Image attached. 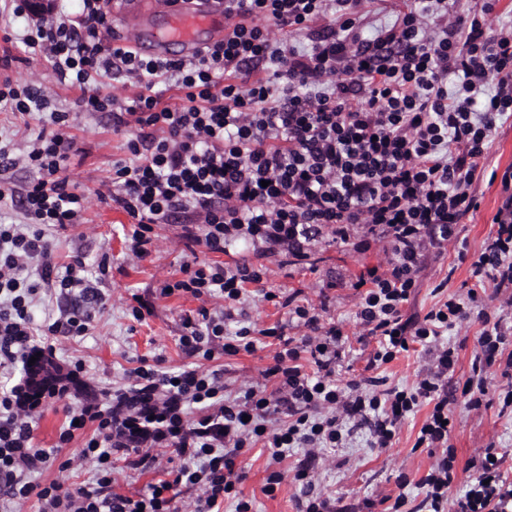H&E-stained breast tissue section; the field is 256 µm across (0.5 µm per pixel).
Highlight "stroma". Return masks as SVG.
<instances>
[{"label": "stroma", "instance_id": "35a3bbf8", "mask_svg": "<svg viewBox=\"0 0 512 512\" xmlns=\"http://www.w3.org/2000/svg\"><path fill=\"white\" fill-rule=\"evenodd\" d=\"M22 31L20 19L7 13L0 15V58L12 60L5 73L22 82H36L53 107L76 113L71 130L73 155L66 176L70 184L81 189L97 186L111 174L113 162L125 158L128 134L123 130L113 131L109 117L89 118L79 114L78 90L56 83L46 60H23L22 45L17 39ZM489 167V172L481 174L475 184L479 209L458 227L459 237L471 255L480 250L502 203V185L491 180L489 173L512 168V119L499 124L493 136ZM84 218V223L57 232L54 239L56 261L66 264L73 257H81L89 277L94 278L98 275V262L107 260L109 274L102 289L109 294L110 304L104 313L96 315L89 335L59 334L47 340L52 348L51 358L60 370H67L70 362L77 359L85 365L86 375L73 392L72 404L101 398L104 390L127 384L130 371L139 367L141 360L157 357L170 369L204 363L208 368L222 370L224 392L230 397L236 395L242 384L260 381L276 351L275 339L262 336L261 331L288 319L285 309L262 299L260 291L264 288H298L302 291V302L325 305V320L336 323L350 336L339 360L337 378L345 383L364 375L371 347L352 337L358 298L349 283L364 267L385 265L387 255L382 244H374L364 253L350 246L322 244L303 261L284 254L268 256L250 248L236 252L235 260L269 270L262 285H247L242 315L226 326L230 334L243 326L255 329V349L250 353L221 355L206 362L199 356L190 357L181 346L182 318L201 306L218 308L221 299L201 301L182 293L169 297L160 294L163 285L182 277L180 267L187 248L180 225H156L147 254L137 259L127 247L131 219L112 201L90 199ZM468 269V262L460 260L454 248L441 256L430 257L411 306L412 312L425 314L437 302L433 289L440 282H447L449 292L458 291L469 278ZM134 295L152 305L151 314L140 321L135 320L130 311V298ZM452 411L454 428L449 443L456 451L458 464H465L477 448L494 443L504 456L502 470L508 485L512 486V418L499 416L494 405L475 413L458 402L453 404ZM424 418L421 412L408 418L391 448L370 447L369 432L361 427L354 431L346 447L326 449L325 459L315 474L317 490L335 498L343 512H384L381 497L393 490L403 476L409 479L405 489L407 496L421 497L417 481L429 463L428 451L414 449L413 444ZM64 422L63 407L56 403L47 406L33 425V442L37 447L57 448L59 460L72 462L71 468L63 472L58 467H49L39 480L44 484L58 478L74 484L91 482L96 464L80 454L83 436H76L64 446L58 443ZM302 455V450L297 448L277 463L268 449H245L242 455L245 478L239 489L242 496L251 501L252 512H298V492L294 486L282 484L271 497L265 495L263 486L272 470L295 466Z\"/></svg>", "mask_w": 512, "mask_h": 512}]
</instances>
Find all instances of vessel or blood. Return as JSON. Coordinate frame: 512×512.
Segmentation results:
<instances>
[{
    "label": "vessel or blood",
    "mask_w": 512,
    "mask_h": 512,
    "mask_svg": "<svg viewBox=\"0 0 512 512\" xmlns=\"http://www.w3.org/2000/svg\"><path fill=\"white\" fill-rule=\"evenodd\" d=\"M223 25L224 14L211 0H176L161 28L137 41L134 48L145 57H164L173 48L192 54L204 45L205 33Z\"/></svg>",
    "instance_id": "1"
}]
</instances>
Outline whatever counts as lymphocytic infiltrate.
<instances>
[{
  "label": "lymphocytic infiltrate",
  "mask_w": 512,
  "mask_h": 512,
  "mask_svg": "<svg viewBox=\"0 0 512 512\" xmlns=\"http://www.w3.org/2000/svg\"><path fill=\"white\" fill-rule=\"evenodd\" d=\"M25 19V53L45 57L52 78L79 88L83 113L111 112L113 130L131 128L127 156L95 193L133 221V254H146L155 225L179 221L191 252L182 279L165 284L164 297L182 292L219 296L212 311L199 307L182 319L180 342L189 354L252 352L250 329L226 337L247 284L265 269L212 262L238 243L269 255L307 259L329 241L368 250L385 245V266H370L351 282L359 298L360 340L374 339L372 369L420 349L425 363L411 385L384 388L370 376L340 386L336 362L342 330L317 309L299 303V290L264 292L288 311L286 324L264 329L280 341L265 371L275 389L253 383L234 398L224 395L220 371L176 370L142 364L128 387L105 400L69 405L81 384L74 361L54 388L31 389V357L44 353L45 337L88 335L110 297L84 276L85 264L53 260V232L82 223L87 189L70 186L63 172L73 138L71 113L53 109L40 88L0 80V110L16 121L45 114L48 130L29 145L32 178L10 184V149L0 146V209L19 210V224H0V512L37 497L42 512H177L184 490H197L194 512H215L226 498L235 512H251L238 499L242 449L263 444L272 457L299 448L295 469L272 471L263 491L282 483L298 488L299 512H336L317 491L314 472L327 448L345 444L367 427L374 448H390L402 424L426 416L414 445L430 451L419 483L424 496L414 512H500L507 505L497 451L488 445L458 465L449 444L451 406L477 411L496 396L512 414V326L491 318V302L512 306V170L494 229L470 263L466 293H445L422 316L407 314L424 262L443 254L458 226L479 207L477 176L489 161L498 122L512 116V26L492 30L485 15L459 9L460 0H411L390 23L363 17L362 0H223L229 30L223 40L185 59L144 58L112 41V20L100 0H78L70 11L58 0L49 16L32 20L27 0H11ZM133 79L138 94L127 103L89 92L97 79ZM172 92L165 101L164 92ZM68 298L72 308L35 322L37 298ZM479 321L472 374L449 384L458 353L444 343L449 330ZM306 328L302 338L293 328ZM507 385L493 386L491 368ZM65 403L60 443L84 436L82 454L97 467L92 485L36 481L51 454L32 442V421L50 404ZM286 412L287 423L271 418ZM169 448L180 459L148 493L112 489V459L128 468H152L149 449ZM463 493L451 498L454 486Z\"/></svg>",
  "instance_id": "lymphocytic-infiltrate-1"
}]
</instances>
